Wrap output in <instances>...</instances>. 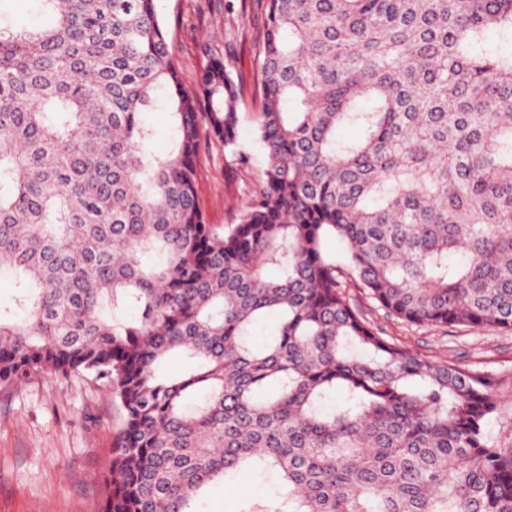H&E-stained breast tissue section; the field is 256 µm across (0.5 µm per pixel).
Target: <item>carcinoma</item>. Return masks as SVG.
<instances>
[{"mask_svg":"<svg viewBox=\"0 0 512 512\" xmlns=\"http://www.w3.org/2000/svg\"><path fill=\"white\" fill-rule=\"evenodd\" d=\"M39 2L0 26V381L107 383L101 512H198L256 466L282 490L238 512H512L495 380L382 336L324 251L407 324L512 332V0H266V164L225 229L197 201L202 138L237 153L223 58L188 88L154 0ZM45 21L40 4L35 0H18L12 12L4 15L1 24L9 23L15 28L39 27ZM148 121L156 128L158 135L154 142V149L163 152L167 149V129L170 122L169 114L164 109H157L147 115Z\"/></svg>","mask_w":512,"mask_h":512,"instance_id":"obj_1","label":"carcinoma"}]
</instances>
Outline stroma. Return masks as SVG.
Masks as SVG:
<instances>
[{
  "mask_svg": "<svg viewBox=\"0 0 512 512\" xmlns=\"http://www.w3.org/2000/svg\"><path fill=\"white\" fill-rule=\"evenodd\" d=\"M156 8L185 85H196L216 55L243 83L239 154L205 142L198 158V202L206 222L236 223L247 190L255 187L265 166L256 136L261 103L255 82L265 4L156 0ZM242 154L248 164L239 163ZM344 286L387 338L496 379L500 406L484 431L491 441H512V333L408 325L379 309L354 279H345ZM121 422L122 412L108 386L89 374H38L0 383V512H100L102 480ZM279 486L275 471L254 468L213 485L196 508L236 512L242 503L274 496Z\"/></svg>",
  "mask_w": 512,
  "mask_h": 512,
  "instance_id": "1",
  "label": "stroma"
}]
</instances>
